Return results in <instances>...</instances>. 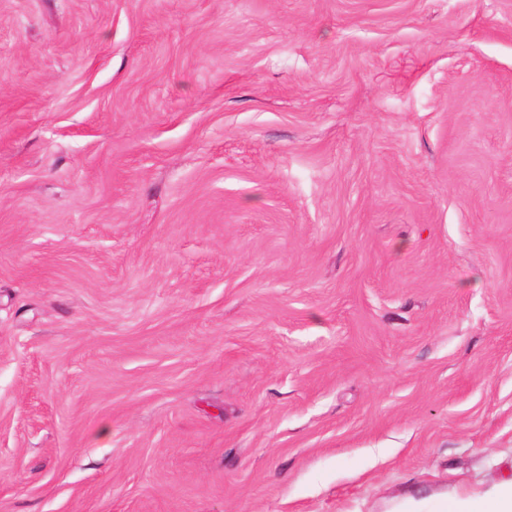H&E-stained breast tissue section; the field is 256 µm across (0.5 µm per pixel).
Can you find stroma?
I'll return each mask as SVG.
<instances>
[{"label": "stroma", "mask_w": 512, "mask_h": 512, "mask_svg": "<svg viewBox=\"0 0 512 512\" xmlns=\"http://www.w3.org/2000/svg\"><path fill=\"white\" fill-rule=\"evenodd\" d=\"M511 478L512 0H0V512Z\"/></svg>", "instance_id": "obj_1"}]
</instances>
